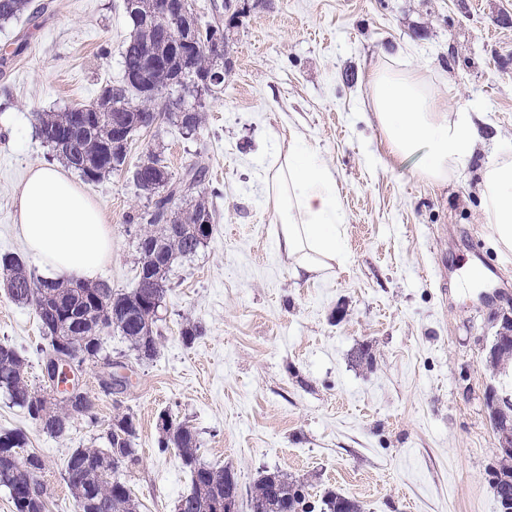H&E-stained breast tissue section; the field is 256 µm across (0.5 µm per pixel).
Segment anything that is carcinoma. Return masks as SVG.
<instances>
[{
  "label": "carcinoma",
  "instance_id": "cac0c4a2",
  "mask_svg": "<svg viewBox=\"0 0 512 512\" xmlns=\"http://www.w3.org/2000/svg\"><path fill=\"white\" fill-rule=\"evenodd\" d=\"M30 0H0V23L16 19L28 8ZM185 39L184 30L175 24L164 30L132 26L123 52V67L128 72L140 68L144 51L149 46L177 44ZM216 61L206 51H200L183 65L167 64L155 73L160 88L187 85L185 69L197 74L215 69ZM160 98L148 96L133 84L114 88L106 86L97 99V109L77 113L43 112L37 115L38 131L43 142L51 147L84 181L96 183L116 172L117 142L140 130L143 117L154 111ZM144 161L147 181L155 185L154 200L137 215L140 230L137 241L139 274L135 287L114 292L105 283L88 284L70 281L66 284L48 283L28 270L19 255L0 257V270L7 276V293L18 304L34 307L48 347L46 357L62 355L67 365L80 369L85 361H110L103 353L102 333L113 331L128 344L129 350L142 357V349L152 347L150 356L157 354V313L168 287V274L179 258L196 254L202 242L189 228L213 217L204 202L198 201L188 210L176 212L171 203L201 182L205 167L194 165L178 180L166 170H157L158 155L148 154ZM163 243L164 250L152 260L143 247ZM512 359V320L502 322L489 349L493 364ZM27 358L13 346L0 344V391L10 402L26 410L36 421V413L48 414L40 422L42 431L51 438L63 437L73 415L87 413L92 407L88 395L59 389V383L44 381L37 389L28 384ZM490 420L499 435V467L491 472V484L500 512H512V399L490 391L486 397ZM137 426L130 413L115 417L107 431V447L74 448L68 454L64 480L75 507L88 499L94 504L86 512H137L138 505L131 489L122 480L120 468L138 460L135 440ZM24 435L17 430L0 432V488L8 491L13 512H46L48 494L38 474L45 468L43 459L35 452L23 457ZM159 450H172L191 473V486L181 496L176 512H213L212 503L230 493L231 485L239 484L237 473L229 464L211 466L199 461L198 439L194 429L184 423L171 421L159 440ZM308 485L297 477L281 471H264L254 481L250 491L252 512H364L356 500L329 489L321 499L309 501Z\"/></svg>",
  "mask_w": 512,
  "mask_h": 512
}]
</instances>
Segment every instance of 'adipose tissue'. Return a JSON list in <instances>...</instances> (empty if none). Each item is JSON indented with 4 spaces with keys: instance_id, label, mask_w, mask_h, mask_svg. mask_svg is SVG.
<instances>
[{
    "instance_id": "ef3b65f1",
    "label": "adipose tissue",
    "mask_w": 512,
    "mask_h": 512,
    "mask_svg": "<svg viewBox=\"0 0 512 512\" xmlns=\"http://www.w3.org/2000/svg\"><path fill=\"white\" fill-rule=\"evenodd\" d=\"M368 91L391 152L420 156L426 178L446 182L466 169L479 128L469 113L449 117L417 70L398 72L384 60L371 67ZM488 224L495 248L512 252V155L481 170ZM281 226L278 247L299 272L314 274L336 259L341 202L335 178L313 151L289 145L271 181ZM18 231L44 279L98 280L112 260V230L97 202L57 164L31 168L15 198Z\"/></svg>"
}]
</instances>
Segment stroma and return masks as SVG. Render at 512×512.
Segmentation results:
<instances>
[{
	"instance_id": "1",
	"label": "stroma",
	"mask_w": 512,
	"mask_h": 512,
	"mask_svg": "<svg viewBox=\"0 0 512 512\" xmlns=\"http://www.w3.org/2000/svg\"><path fill=\"white\" fill-rule=\"evenodd\" d=\"M38 19L0 24V254L26 255L14 200L31 166L52 150L39 112H61L120 84L129 36L123 0H31ZM424 73L441 109L478 113L482 138L465 170L428 181L419 158L390 154L367 90L370 62ZM220 89L202 95V126L167 122L134 134L128 172L87 185L112 227L102 276L133 288L134 217L148 204L130 173L160 155L173 177L206 176L179 208L206 200L214 232L177 260L159 311L158 353L140 360L119 336L127 389L104 392L101 365L79 378L93 406L68 433H43L0 394V431L26 436L42 455L49 512H74L63 480L74 448L106 445L112 418L134 415L138 460L123 479L138 512H175L190 474L160 452L169 414L198 433V457L231 464L242 492L264 470L307 477L361 502L365 512H499L490 472L498 436L488 388L512 394V363L487 352L512 313V253L489 241L482 165L512 152V0H249L226 46ZM317 150L342 204L333 269L296 275L277 246L268 199L291 137ZM204 329L185 343L186 322ZM24 352L42 383L46 341L32 306L0 285V343Z\"/></svg>"
}]
</instances>
